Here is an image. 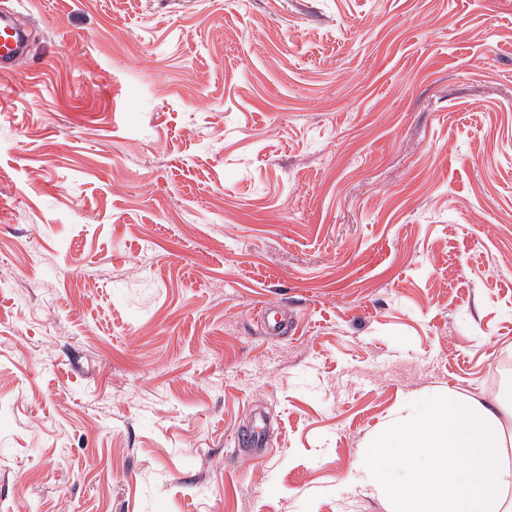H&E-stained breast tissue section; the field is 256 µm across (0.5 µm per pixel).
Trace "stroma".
Returning a JSON list of instances; mask_svg holds the SVG:
<instances>
[{"label":"stroma","instance_id":"1","mask_svg":"<svg viewBox=\"0 0 512 512\" xmlns=\"http://www.w3.org/2000/svg\"><path fill=\"white\" fill-rule=\"evenodd\" d=\"M0 10V512H388L512 380V0ZM25 48L23 31L8 18L0 15V74H10L12 62ZM266 421L261 414H255L252 423L237 434L238 448H262L265 439ZM381 464L380 454L378 451H373L371 454L365 459L363 464H361L359 467H357V471L363 472L366 474V478L360 477L359 481L360 483L367 489H369V492L372 496H383L386 487L379 483L378 481L374 480L370 475L369 472L373 470L374 468L379 467Z\"/></svg>","mask_w":512,"mask_h":512}]
</instances>
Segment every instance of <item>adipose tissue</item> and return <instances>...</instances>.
<instances>
[{
  "mask_svg": "<svg viewBox=\"0 0 512 512\" xmlns=\"http://www.w3.org/2000/svg\"><path fill=\"white\" fill-rule=\"evenodd\" d=\"M512 418V385L480 399L449 396L440 409L414 426L396 424L404 452L397 464L411 469L428 458L433 476L407 483L399 512H504L512 496V466L497 464Z\"/></svg>",
  "mask_w": 512,
  "mask_h": 512,
  "instance_id": "adipose-tissue-1",
  "label": "adipose tissue"
}]
</instances>
